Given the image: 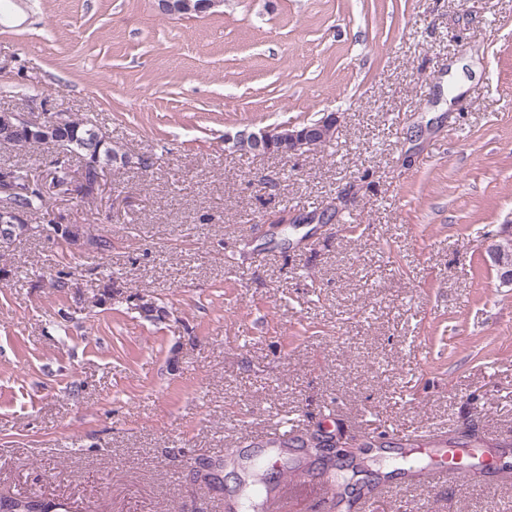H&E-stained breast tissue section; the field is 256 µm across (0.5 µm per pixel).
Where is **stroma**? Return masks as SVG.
I'll list each match as a JSON object with an SVG mask.
<instances>
[{
    "label": "stroma",
    "mask_w": 512,
    "mask_h": 512,
    "mask_svg": "<svg viewBox=\"0 0 512 512\" xmlns=\"http://www.w3.org/2000/svg\"><path fill=\"white\" fill-rule=\"evenodd\" d=\"M0 110L70 112L148 167L51 191L0 257V493L69 512H224L282 418L358 438L464 426L512 443V0H10ZM337 116L328 143L229 137ZM294 224L290 236L275 217ZM76 224L106 251L47 236ZM65 272L66 288L49 278ZM164 308L148 320L143 303ZM224 460V490L194 482ZM265 459L283 512H323L316 455ZM371 512H512V481L410 485L343 456Z\"/></svg>",
    "instance_id": "stroma-1"
}]
</instances>
